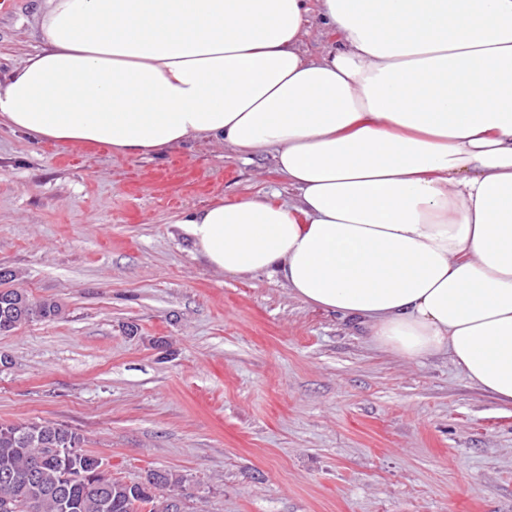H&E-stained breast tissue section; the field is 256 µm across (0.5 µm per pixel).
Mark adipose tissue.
Segmentation results:
<instances>
[{"mask_svg": "<svg viewBox=\"0 0 512 512\" xmlns=\"http://www.w3.org/2000/svg\"><path fill=\"white\" fill-rule=\"evenodd\" d=\"M336 38L299 44L309 14ZM0 78L32 142L268 153L295 192L174 222L190 253L264 273L512 406V0H40Z\"/></svg>", "mask_w": 512, "mask_h": 512, "instance_id": "obj_1", "label": "adipose tissue"}]
</instances>
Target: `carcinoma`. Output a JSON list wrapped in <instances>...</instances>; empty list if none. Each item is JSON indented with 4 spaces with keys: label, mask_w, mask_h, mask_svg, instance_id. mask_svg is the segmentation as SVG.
Masks as SVG:
<instances>
[{
    "label": "carcinoma",
    "mask_w": 512,
    "mask_h": 512,
    "mask_svg": "<svg viewBox=\"0 0 512 512\" xmlns=\"http://www.w3.org/2000/svg\"><path fill=\"white\" fill-rule=\"evenodd\" d=\"M58 312L22 288L0 289L1 335ZM83 443L81 433L51 421L0 424V512H177L183 476L153 470L143 482L117 480ZM70 468L78 478L63 507L55 492Z\"/></svg>",
    "instance_id": "1"
}]
</instances>
